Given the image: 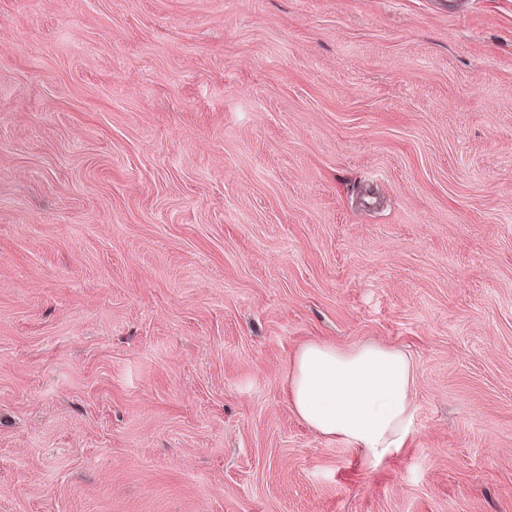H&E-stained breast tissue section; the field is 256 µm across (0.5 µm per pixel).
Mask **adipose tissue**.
Listing matches in <instances>:
<instances>
[{
	"label": "adipose tissue",
	"mask_w": 512,
	"mask_h": 512,
	"mask_svg": "<svg viewBox=\"0 0 512 512\" xmlns=\"http://www.w3.org/2000/svg\"><path fill=\"white\" fill-rule=\"evenodd\" d=\"M413 381V364L400 349L311 341L291 361L288 402L316 433L379 463L413 433Z\"/></svg>",
	"instance_id": "ef3b65f1"
}]
</instances>
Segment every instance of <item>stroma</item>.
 Masks as SVG:
<instances>
[{
  "label": "stroma",
  "instance_id": "35a3bbf8",
  "mask_svg": "<svg viewBox=\"0 0 512 512\" xmlns=\"http://www.w3.org/2000/svg\"><path fill=\"white\" fill-rule=\"evenodd\" d=\"M0 512H512V0H0ZM413 372L398 348L341 349L311 341L291 361L288 402L319 435L381 463L405 448L413 433Z\"/></svg>",
  "mask_w": 512,
  "mask_h": 512
}]
</instances>
